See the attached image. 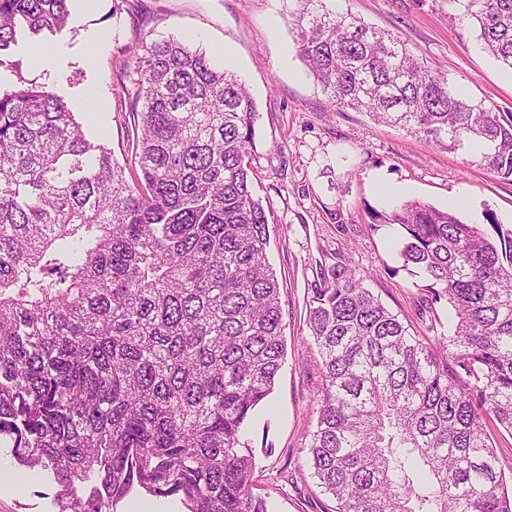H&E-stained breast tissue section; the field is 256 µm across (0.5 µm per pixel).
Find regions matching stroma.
Returning a JSON list of instances; mask_svg holds the SVG:
<instances>
[{
	"label": "stroma",
	"instance_id": "obj_1",
	"mask_svg": "<svg viewBox=\"0 0 512 512\" xmlns=\"http://www.w3.org/2000/svg\"><path fill=\"white\" fill-rule=\"evenodd\" d=\"M291 0H71L67 28L35 41L19 35L5 52L0 88L36 81L61 97L87 136L104 140L134 169V132L118 104L120 65L142 38L174 36L234 71L258 116L249 154L253 190L269 215L267 257L280 282L287 355L275 388L245 438L255 457V491L269 512H331L310 475L307 435L316 422L323 368L308 328L307 298L323 253L339 252L367 288L420 336L446 331L448 303L427 306L428 279L404 266L403 237L384 215L408 200L454 212L487 228L512 226V182L463 152H451L368 113L334 107L300 58L289 26ZM371 26L402 39L450 85L498 112H512V69L482 47L451 0H336ZM51 51L44 68L32 64ZM341 212L345 232L331 215ZM0 512H58L50 472L19 466L8 446L0 466Z\"/></svg>",
	"mask_w": 512,
	"mask_h": 512
}]
</instances>
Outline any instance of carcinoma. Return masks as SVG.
<instances>
[{
    "label": "carcinoma",
    "instance_id": "1",
    "mask_svg": "<svg viewBox=\"0 0 512 512\" xmlns=\"http://www.w3.org/2000/svg\"><path fill=\"white\" fill-rule=\"evenodd\" d=\"M70 2L0 0V55L22 25L63 31ZM297 4L299 55L331 104L512 182V112L465 97L334 0ZM461 7L512 68V0ZM122 74L135 87L130 177L46 86L0 91V440L52 472L59 512H111L136 485L188 512H268L244 440L285 357L249 174L257 107L236 74L172 36L142 39ZM388 220L452 327L420 338L340 255L319 262L312 477L334 512H512L487 426L512 433V227L490 213L489 237L419 200Z\"/></svg>",
    "mask_w": 512,
    "mask_h": 512
}]
</instances>
